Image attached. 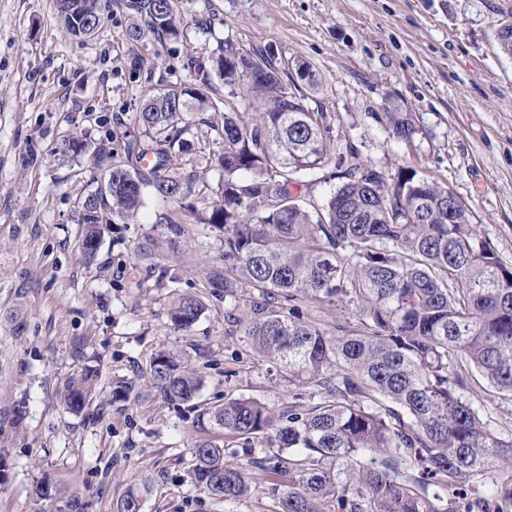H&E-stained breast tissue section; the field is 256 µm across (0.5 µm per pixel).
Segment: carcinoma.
<instances>
[{
  "label": "carcinoma",
  "instance_id": "1",
  "mask_svg": "<svg viewBox=\"0 0 512 512\" xmlns=\"http://www.w3.org/2000/svg\"><path fill=\"white\" fill-rule=\"evenodd\" d=\"M56 2L68 34L99 32V0ZM108 7L128 15L130 44L178 40L189 23L211 27L193 0ZM186 65L183 83L145 90L134 116L141 136L123 143L111 187L94 177L109 149L73 136L65 150L92 174L80 194L86 215H77L87 240L136 217L149 193L200 200L190 213L203 232H222L224 265L204 273L201 293L173 294L168 320L187 331L210 299L224 301L230 335L288 383L278 410L234 394L193 406V484L226 502L262 485L279 512H512V436L494 432L473 400L476 373L512 397V267L475 233L465 204L448 212L447 186L412 168L391 174L340 158V184L320 204H299L290 186L333 161L332 127L270 47L226 38L206 58L188 53ZM217 81L227 89L218 102L209 96ZM238 96L252 99L253 116L224 113L204 144L224 172L214 187L182 171L185 135L199 113ZM385 125L403 142L417 132L410 112L385 113ZM158 224L184 232L174 212ZM303 301L316 307L307 317ZM324 305L354 307L356 323L322 322ZM149 378L172 405L192 403L203 383L167 351L152 357ZM97 384L91 370L69 378V409L82 410ZM257 443L272 453L255 456ZM143 501L130 486L116 512H142Z\"/></svg>",
  "mask_w": 512,
  "mask_h": 512
}]
</instances>
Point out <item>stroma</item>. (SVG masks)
<instances>
[{
  "label": "stroma",
  "instance_id": "1",
  "mask_svg": "<svg viewBox=\"0 0 512 512\" xmlns=\"http://www.w3.org/2000/svg\"><path fill=\"white\" fill-rule=\"evenodd\" d=\"M54 4L0 0V512H115L142 484L143 512H277L265 494L226 503L191 484L193 416L145 374L166 349L203 372L199 403L228 393L287 402V384L228 335L223 304L187 331L168 321L174 289L198 290L204 270L222 264L221 233L200 241L189 224L183 237L163 235L155 215L166 205L150 196L129 223L105 227L85 263L73 208L84 183L62 143L131 126L132 69L165 88L183 79L187 47L270 43L316 71L306 103L328 113L334 151L447 184L512 266V56L496 40L512 24V0H197L220 20L213 34L192 26L186 42L142 46L123 41L129 19L118 10L94 38L76 40ZM383 112L413 114L412 142L375 121ZM149 237L161 244L152 264L135 255ZM87 367L100 386L75 415L60 391ZM121 381L128 393L113 396ZM476 385L484 420L512 435V397ZM43 486L49 497H37Z\"/></svg>",
  "mask_w": 512,
  "mask_h": 512
}]
</instances>
